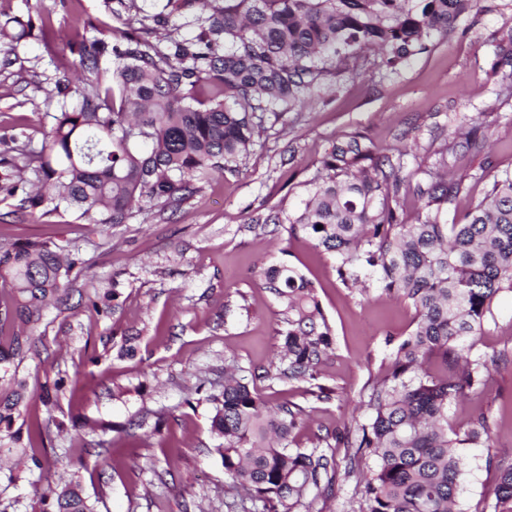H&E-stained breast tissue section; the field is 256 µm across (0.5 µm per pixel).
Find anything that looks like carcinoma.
Segmentation results:
<instances>
[{"label":"carcinoma","mask_w":512,"mask_h":512,"mask_svg":"<svg viewBox=\"0 0 512 512\" xmlns=\"http://www.w3.org/2000/svg\"><path fill=\"white\" fill-rule=\"evenodd\" d=\"M141 16L136 0H104L111 16L126 17L123 42L112 29L87 22L62 40L79 57L82 75L54 82L51 132L40 149L28 142L0 152V191L26 194L38 209L46 202L75 208L89 224H125L144 204L166 207L192 197L198 185L234 171L254 145L256 112L290 106L336 65L376 48L394 68L423 52L436 34L448 33L471 0H162ZM187 18L185 34L168 30ZM51 27L41 18L0 23V42L17 49L44 41ZM326 175L303 207L268 216L336 256L343 283L364 279L387 295L409 301L416 326L392 352L390 372L367 394L368 415L336 435L356 449L347 474L359 476L365 512H462L464 463L459 449L494 448L487 417L448 435V404L482 384L497 353L478 348L494 297L512 287V174L494 179L465 224H446L448 203L462 180L418 186L425 216L400 220L402 167L377 156L358 133L333 144L323 159ZM322 229H317V226ZM78 261L56 243L0 246V285L10 288L7 323L31 327L47 302L67 293ZM262 287L278 302L286 329L277 360L247 377L230 365L224 387L208 396L211 433L224 473L259 512H304L310 495L332 486L334 459L319 448H291L289 439L307 415L299 405L273 406L250 380L315 381L335 336L311 283L295 268L269 266ZM22 331L0 348V364L22 354ZM77 381L43 386L41 401L55 404ZM25 382L0 393V428L10 433L25 406ZM375 460L363 470L361 461ZM497 459L492 512H512V458ZM51 512H95L77 484L55 493Z\"/></svg>","instance_id":"cac0c4a2"}]
</instances>
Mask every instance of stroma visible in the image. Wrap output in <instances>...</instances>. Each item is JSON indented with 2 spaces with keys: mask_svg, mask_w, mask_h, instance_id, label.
<instances>
[{
  "mask_svg": "<svg viewBox=\"0 0 512 512\" xmlns=\"http://www.w3.org/2000/svg\"><path fill=\"white\" fill-rule=\"evenodd\" d=\"M48 16L64 37L92 20L120 33L103 0H0V21ZM512 36V0H473L454 31L433 37L425 52L391 69L371 51L329 71L292 107L261 112V128L238 172L224 174L186 202L145 205L125 224H89L76 211L46 205L29 210L20 196L0 193V244L53 241L83 262L66 304L52 305L29 332L21 356L0 365V390L25 380L27 407L15 428H41L44 441L27 448L0 434V512H39L50 489L80 484L97 512H243L242 494L224 473L210 432V393L224 366H268L285 329L274 296L259 284L272 264L299 270L312 284L335 345L318 381H256L274 404L307 407L290 437L295 448L326 439L336 462L331 496L309 498V512H361L356 479L346 476L350 451L335 434L353 425L371 382L386 375L391 351L415 328L412 305L376 286L346 287L335 257L287 225L260 218L292 213L306 199L322 160L342 135H364L372 151L401 159L403 223L423 217L417 193L447 156L446 175L463 181L444 220L466 223L494 176L512 173V65L500 48ZM77 57L48 55L28 41L17 63L0 72V140L41 146L58 77ZM476 130L478 147L452 151L454 130ZM117 306L90 301L109 284ZM136 352L118 357L126 337ZM481 348L504 354L483 384L448 407V426L466 428L485 413L503 454L512 453V289L501 290L485 323ZM78 380L80 398L61 394L42 406L43 385ZM460 501L464 512H491L499 472L483 447H467Z\"/></svg>",
  "mask_w": 512,
  "mask_h": 512,
  "instance_id": "obj_1",
  "label": "stroma"
}]
</instances>
